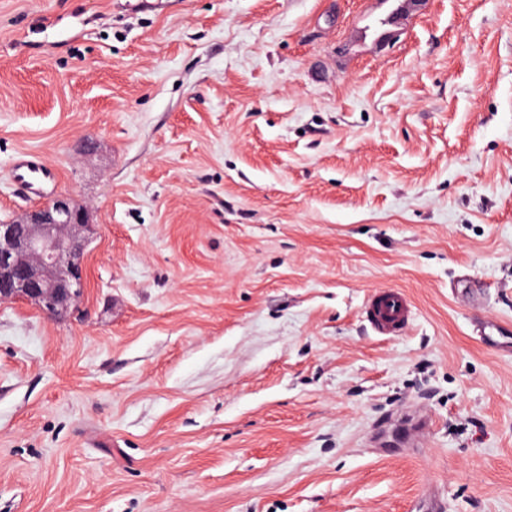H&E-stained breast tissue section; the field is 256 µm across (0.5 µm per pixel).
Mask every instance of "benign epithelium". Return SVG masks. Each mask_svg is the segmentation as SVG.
Wrapping results in <instances>:
<instances>
[{"label": "benign epithelium", "mask_w": 512, "mask_h": 512, "mask_svg": "<svg viewBox=\"0 0 512 512\" xmlns=\"http://www.w3.org/2000/svg\"><path fill=\"white\" fill-rule=\"evenodd\" d=\"M89 244L84 211L64 195L0 224V300L31 302L50 317L67 315L83 292Z\"/></svg>", "instance_id": "1"}]
</instances>
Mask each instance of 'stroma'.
I'll return each instance as SVG.
<instances>
[{"mask_svg":"<svg viewBox=\"0 0 512 512\" xmlns=\"http://www.w3.org/2000/svg\"><path fill=\"white\" fill-rule=\"evenodd\" d=\"M21 151L92 239L0 302V512H512V0H0V222ZM365 317L380 336H395L408 323V307L404 294L395 289L378 290L363 308Z\"/></svg>","mask_w":512,"mask_h":512,"instance_id":"35a3bbf8","label":"stroma"}]
</instances>
